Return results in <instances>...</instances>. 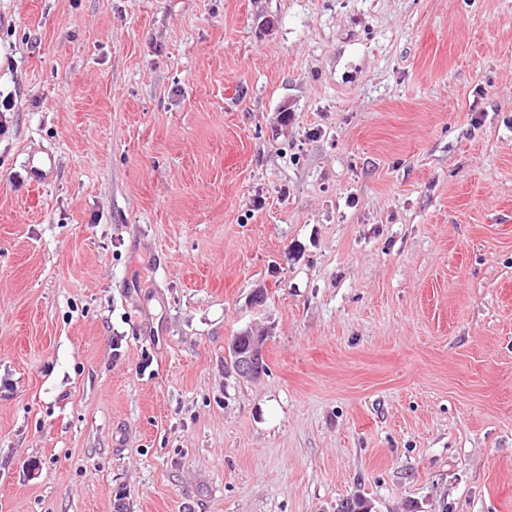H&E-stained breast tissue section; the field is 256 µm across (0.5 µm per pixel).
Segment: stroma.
Segmentation results:
<instances>
[{
    "mask_svg": "<svg viewBox=\"0 0 512 512\" xmlns=\"http://www.w3.org/2000/svg\"><path fill=\"white\" fill-rule=\"evenodd\" d=\"M0 93V512H512V0H0ZM57 168V158L53 153L31 154L27 161L30 182L41 184L51 179ZM257 338H259V336H251L248 332L240 333L238 336H234L235 344L232 343L231 345L235 346H230L228 349L229 364L231 368L235 370L237 375L243 378H249L253 376L258 362L257 358L263 354L264 342L260 343L256 341L253 351L250 352L252 345ZM238 356L240 357L238 358ZM236 360L237 365L234 367Z\"/></svg>",
    "mask_w": 512,
    "mask_h": 512,
    "instance_id": "1",
    "label": "stroma"
}]
</instances>
